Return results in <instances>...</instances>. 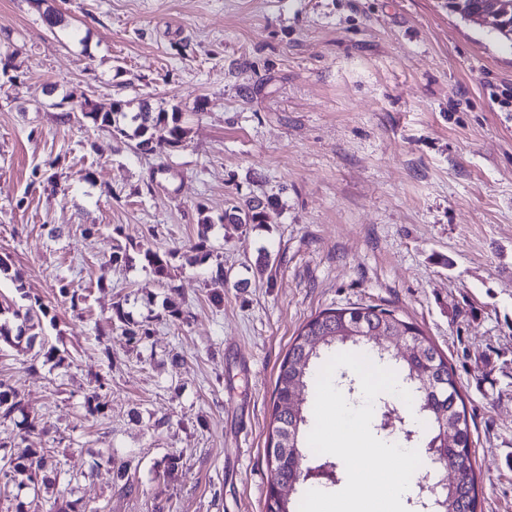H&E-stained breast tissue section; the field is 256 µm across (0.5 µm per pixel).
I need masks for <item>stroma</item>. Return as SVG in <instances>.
<instances>
[{"label": "stroma", "instance_id": "35a3bbf8", "mask_svg": "<svg viewBox=\"0 0 512 512\" xmlns=\"http://www.w3.org/2000/svg\"><path fill=\"white\" fill-rule=\"evenodd\" d=\"M49 3L60 26L36 0H0V256L25 282L0 279V319L29 295L50 309L34 345L0 344V382L46 425L26 445L53 462L39 496L0 490V512H264L279 365L311 318L361 305L447 358L477 512H512V42L446 0ZM67 95L176 108L187 134L143 153L62 121ZM269 197L267 223L223 222ZM204 214L219 305L209 263L178 256ZM116 241L129 263H109ZM142 246L173 253L171 278ZM118 302L153 335L129 343ZM52 347L63 364L45 360ZM99 376L108 409L93 418ZM106 454L124 479L95 467Z\"/></svg>", "mask_w": 512, "mask_h": 512}]
</instances>
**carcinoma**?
Listing matches in <instances>:
<instances>
[{"instance_id":"obj_1","label":"carcinoma","mask_w":512,"mask_h":512,"mask_svg":"<svg viewBox=\"0 0 512 512\" xmlns=\"http://www.w3.org/2000/svg\"><path fill=\"white\" fill-rule=\"evenodd\" d=\"M120 102L105 99L93 104L97 110L91 117L93 123L108 130L112 136L119 140L135 142L136 149L147 153L162 154L166 150L181 145L185 136V129L181 125V113L152 112L149 107L132 116L117 109ZM164 125L168 128V138L157 140L153 130ZM277 207L273 198L265 201H250L243 206H233L224 211L222 221L230 224H265L268 211ZM143 260L151 271L159 278H171V265L168 255L161 254L147 247L140 251ZM211 256L207 249L205 236L185 246L183 258L185 262L194 265L201 264ZM41 314L48 316L49 309L41 299L36 298L25 310L16 311L15 317L27 323L34 316ZM114 316L119 323L122 335L132 344H140L152 335V320H135L126 312L122 304H117ZM405 321L394 316L392 312L376 306L330 308L320 312L310 319L301 328L293 340L288 353L280 364L276 381L277 404L274 405L271 434L286 433V447L297 449L298 458L302 465H307V455L299 447L300 431L305 424V416L295 417L288 410H279L280 403L294 401L306 392L312 381V360L318 357L322 347L350 342L354 345L363 343L365 336H401V325ZM420 355L410 361L396 360L393 370L397 375L400 386L409 391L413 399V409L418 419L424 423L426 429L439 432L441 429L439 416L435 411L425 405L421 396L419 381L414 370L423 366V361H437L444 365V357L438 352L432 341L416 331ZM448 382V468L459 472V479L440 488L442 496L448 500L447 512H477L478 492L477 473L469 456L470 425L467 408L462 398L452 367H446ZM107 382L100 381L97 389L85 397V407L88 414L95 416L104 413L106 408ZM21 417L17 425L23 427L24 432L37 429V424L28 419L25 408L18 399L17 394L10 388L0 384V420H13ZM49 465L47 454L41 448H25L15 458L4 459L0 457V476L6 481L17 483L18 490L27 489L34 493L39 490L41 474ZM278 480L296 486L305 483L304 477L295 466V458L288 459V463L278 468Z\"/></svg>"}]
</instances>
